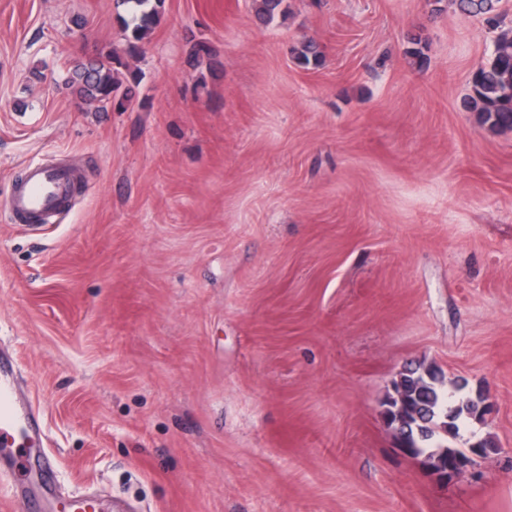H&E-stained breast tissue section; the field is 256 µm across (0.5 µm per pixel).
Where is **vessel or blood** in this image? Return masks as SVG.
<instances>
[{"label":"vessel or blood","mask_w":512,"mask_h":512,"mask_svg":"<svg viewBox=\"0 0 512 512\" xmlns=\"http://www.w3.org/2000/svg\"><path fill=\"white\" fill-rule=\"evenodd\" d=\"M79 181V173L64 165H28L6 206L20 222L56 213L66 207ZM41 436L39 416L33 409L18 405L15 399L13 362L0 354V445H15L26 451Z\"/></svg>","instance_id":"b4317fda"}]
</instances>
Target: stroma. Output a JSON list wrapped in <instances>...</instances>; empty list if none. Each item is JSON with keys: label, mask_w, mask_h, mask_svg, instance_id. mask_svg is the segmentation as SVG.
<instances>
[{"label": "stroma", "mask_w": 512, "mask_h": 512, "mask_svg": "<svg viewBox=\"0 0 512 512\" xmlns=\"http://www.w3.org/2000/svg\"><path fill=\"white\" fill-rule=\"evenodd\" d=\"M257 6L163 0L133 105L100 112L64 80L123 45L117 0H0V347L53 486L99 512H512V130L465 107L483 17ZM54 159L85 173L72 207L15 222ZM418 362L495 404L470 429L496 452L448 483L381 415Z\"/></svg>", "instance_id": "1"}]
</instances>
